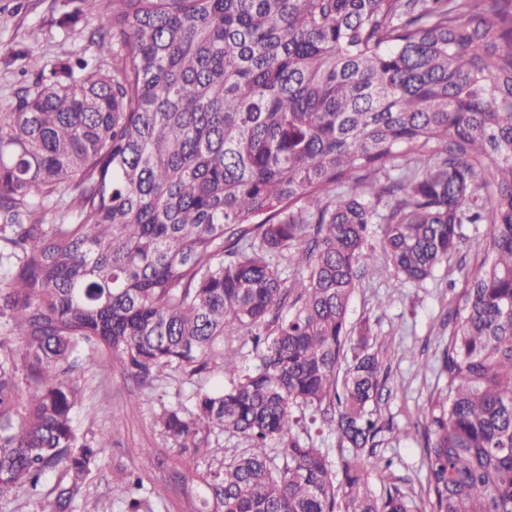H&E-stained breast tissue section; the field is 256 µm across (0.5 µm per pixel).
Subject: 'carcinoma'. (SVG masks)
Masks as SVG:
<instances>
[{
  "instance_id": "obj_1",
  "label": "carcinoma",
  "mask_w": 512,
  "mask_h": 512,
  "mask_svg": "<svg viewBox=\"0 0 512 512\" xmlns=\"http://www.w3.org/2000/svg\"><path fill=\"white\" fill-rule=\"evenodd\" d=\"M58 11L95 56L6 59L35 76L0 112V499H34L61 469L40 512H78L109 437L75 429V373L116 361L142 384L224 370L192 408H163L176 450L145 449L184 484L185 452L247 439L195 475L190 512H414L396 487L376 494L362 461L387 371L350 300L380 272L375 225L400 285L449 259L463 225L487 224L492 258L469 272L437 363L427 483L430 512H512V0ZM84 13L96 27L76 28ZM295 405L324 409L349 449L339 474L292 438ZM114 492L143 512L141 477Z\"/></svg>"
}]
</instances>
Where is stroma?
Returning a JSON list of instances; mask_svg holds the SVG:
<instances>
[{"instance_id": "35a3bbf8", "label": "stroma", "mask_w": 512, "mask_h": 512, "mask_svg": "<svg viewBox=\"0 0 512 512\" xmlns=\"http://www.w3.org/2000/svg\"><path fill=\"white\" fill-rule=\"evenodd\" d=\"M58 0H0V111L7 110L23 83L20 63H8L13 51L26 49L44 60L67 58L84 44L58 25ZM484 224L462 227L460 250L422 283L394 286L390 275L362 279L351 298V326L369 323L381 347L388 371L383 396L373 409L383 428L381 443L366 457V469L374 488L393 485L411 498L419 512H430L426 481L425 411L438 379L434 365L448 343V314L465 285L471 266L483 258ZM224 373L213 370L202 380L164 369L149 384L129 378L120 365L91 370L85 375V400L74 414L79 433L88 437L108 434L110 444L80 501V512H126L125 503L112 493L119 471L143 479L147 506L144 512H182L185 503L161 468L149 464L142 449L158 455L172 452V444L160 433L156 419L162 408L190 406L198 384H222ZM299 424L293 434L302 442L328 452L339 463L345 450L337 435L316 421L312 410L294 408ZM408 436H401V429Z\"/></svg>"}]
</instances>
